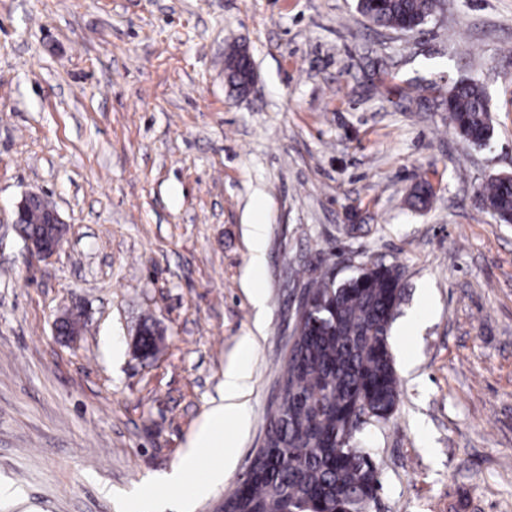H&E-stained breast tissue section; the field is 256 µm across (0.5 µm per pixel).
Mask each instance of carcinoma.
I'll return each mask as SVG.
<instances>
[{
	"instance_id": "cac0c4a2",
	"label": "carcinoma",
	"mask_w": 512,
	"mask_h": 512,
	"mask_svg": "<svg viewBox=\"0 0 512 512\" xmlns=\"http://www.w3.org/2000/svg\"><path fill=\"white\" fill-rule=\"evenodd\" d=\"M440 4L358 0V10L380 27L412 31ZM249 61L242 49L226 56L233 85ZM441 105L461 139L488 144L493 127L478 81H455ZM480 197L495 220L512 224V177L490 178ZM306 292L313 314L302 321L288 355L279 411L269 420L250 479L224 500V512H288L294 500L310 504L313 512H341L348 496L354 497L357 512H370L379 467L370 449L349 442L366 425L388 420L398 404L389 332L404 296L399 271L383 263L364 264L344 279L313 278Z\"/></svg>"
}]
</instances>
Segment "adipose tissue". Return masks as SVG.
Wrapping results in <instances>:
<instances>
[{
	"label": "adipose tissue",
	"instance_id": "adipose-tissue-1",
	"mask_svg": "<svg viewBox=\"0 0 512 512\" xmlns=\"http://www.w3.org/2000/svg\"><path fill=\"white\" fill-rule=\"evenodd\" d=\"M249 391L250 375L246 364H238L225 373L219 404L210 410L206 423L191 442L184 462L163 480L175 496L194 497L206 492L208 483L194 479L195 463L210 457L215 450H223L224 464L211 472L209 483L222 482L225 472L231 471L236 461V448L232 436L224 432V423L231 420L241 426L246 424Z\"/></svg>",
	"mask_w": 512,
	"mask_h": 512
}]
</instances>
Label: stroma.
Returning <instances> with one entry per match:
<instances>
[{
	"mask_svg": "<svg viewBox=\"0 0 512 512\" xmlns=\"http://www.w3.org/2000/svg\"><path fill=\"white\" fill-rule=\"evenodd\" d=\"M462 76L488 95L483 149L436 105ZM510 174L512 0H446L412 32L357 0H0V512H213L263 444L308 276L377 260L401 273L398 319L424 321L390 336L400 402L361 435L372 512H512V224L479 202ZM28 192L68 226L52 259L13 223ZM242 358L236 465L179 501L160 478Z\"/></svg>",
	"mask_w": 512,
	"mask_h": 512,
	"instance_id": "obj_1",
	"label": "stroma"
}]
</instances>
